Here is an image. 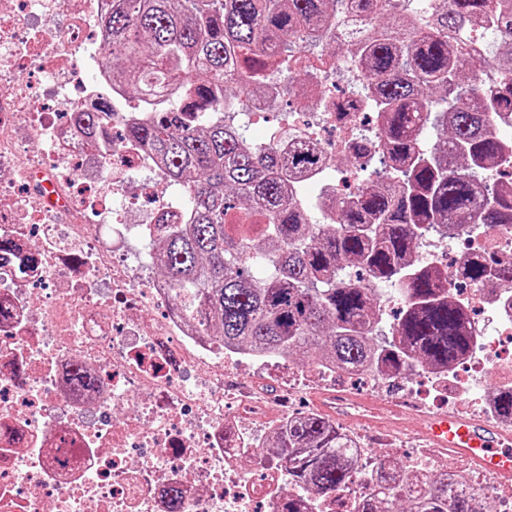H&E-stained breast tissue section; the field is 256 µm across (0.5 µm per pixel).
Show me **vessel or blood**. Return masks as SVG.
<instances>
[{"label": "vessel or blood", "instance_id": "1", "mask_svg": "<svg viewBox=\"0 0 512 512\" xmlns=\"http://www.w3.org/2000/svg\"><path fill=\"white\" fill-rule=\"evenodd\" d=\"M423 435L431 448L447 451L480 472L512 483V434L448 413L430 416Z\"/></svg>", "mask_w": 512, "mask_h": 512}]
</instances>
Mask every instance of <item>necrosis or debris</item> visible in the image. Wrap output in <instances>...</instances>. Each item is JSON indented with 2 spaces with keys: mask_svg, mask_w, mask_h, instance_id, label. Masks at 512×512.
Segmentation results:
<instances>
[{
  "mask_svg": "<svg viewBox=\"0 0 512 512\" xmlns=\"http://www.w3.org/2000/svg\"><path fill=\"white\" fill-rule=\"evenodd\" d=\"M112 0H10L0 8V512H276L308 500L266 430L294 416L290 387L256 381L275 355L226 350L171 311L152 240L185 200L130 140L152 111L112 87L103 58ZM112 107L100 148L73 113ZM290 130L378 144L363 113L342 117L301 97ZM512 254V224H471L419 240L416 257L454 274L458 257ZM456 300L475 341L451 370L414 388L375 376L405 413L442 406L498 420L512 388V294L469 283ZM92 383L74 392L71 377ZM498 372V390L482 385Z\"/></svg>",
  "mask_w": 512,
  "mask_h": 512,
  "instance_id": "obj_1",
  "label": "necrosis or debris"
}]
</instances>
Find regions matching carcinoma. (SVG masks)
I'll return each instance as SVG.
<instances>
[{
    "label": "carcinoma",
    "instance_id": "1",
    "mask_svg": "<svg viewBox=\"0 0 512 512\" xmlns=\"http://www.w3.org/2000/svg\"><path fill=\"white\" fill-rule=\"evenodd\" d=\"M106 28L112 86L149 103L164 96L133 136L186 190L183 223L158 225L154 245L174 299L193 297L205 329L228 347L361 371L446 370L466 352L473 335L448 277L412 249L431 230L512 224V181L489 197L481 182L512 155V136L488 125L512 115V0H112ZM324 45L354 58L356 94L383 139L377 157H344L368 170L331 224L313 222L303 197L302 178L326 165L321 145L298 140L284 152L226 119L239 96L280 89L273 74L297 79L303 97L331 99L317 81L330 63L315 51ZM485 58L500 72L492 87L466 69ZM431 128L439 140L423 151ZM349 267L404 298L383 342L377 296ZM490 273L471 257L456 280ZM272 444L295 485L321 494L360 483L351 512H490L459 492L454 473L418 491L397 461L356 472L344 431L319 413L291 419Z\"/></svg>",
    "mask_w": 512,
    "mask_h": 512
}]
</instances>
